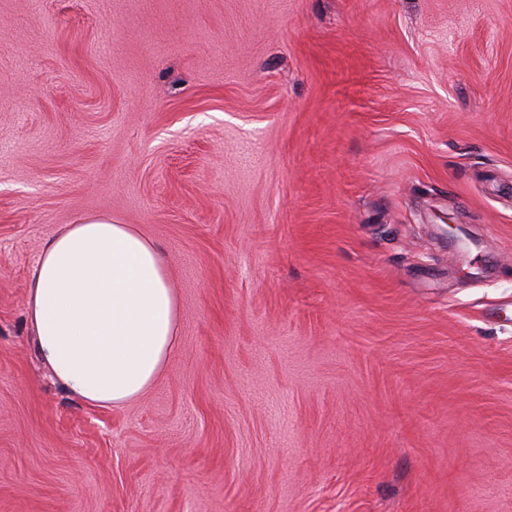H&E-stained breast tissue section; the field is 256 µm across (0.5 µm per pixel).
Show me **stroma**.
Returning <instances> with one entry per match:
<instances>
[{
  "mask_svg": "<svg viewBox=\"0 0 512 512\" xmlns=\"http://www.w3.org/2000/svg\"><path fill=\"white\" fill-rule=\"evenodd\" d=\"M85 217L177 296L121 407L27 318ZM0 512H512V0H0Z\"/></svg>",
  "mask_w": 512,
  "mask_h": 512,
  "instance_id": "1",
  "label": "stroma"
}]
</instances>
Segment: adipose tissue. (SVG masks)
<instances>
[{
	"instance_id": "1",
	"label": "adipose tissue",
	"mask_w": 512,
	"mask_h": 512,
	"mask_svg": "<svg viewBox=\"0 0 512 512\" xmlns=\"http://www.w3.org/2000/svg\"><path fill=\"white\" fill-rule=\"evenodd\" d=\"M27 314L38 351L85 402L119 407L144 394L179 343L165 262L136 228L84 218L50 237Z\"/></svg>"
}]
</instances>
